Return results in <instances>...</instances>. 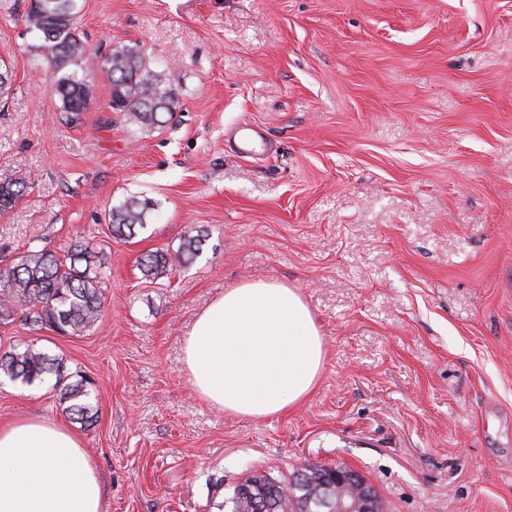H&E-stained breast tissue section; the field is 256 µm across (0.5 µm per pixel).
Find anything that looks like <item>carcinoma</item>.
Instances as JSON below:
<instances>
[{
    "label": "carcinoma",
    "instance_id": "1",
    "mask_svg": "<svg viewBox=\"0 0 512 512\" xmlns=\"http://www.w3.org/2000/svg\"><path fill=\"white\" fill-rule=\"evenodd\" d=\"M77 0H31L25 13L26 26L40 33L33 54L52 67L53 87L62 102L65 124H79L95 84L88 72L100 70L111 80L109 108L128 127L150 133L172 119L175 100L163 86L162 76L152 69L151 57L141 46H120L102 56L82 40ZM25 187L20 179L0 181V216L7 214ZM148 208L130 200L109 212L108 228L116 237L144 226ZM201 245L198 235L188 236L171 254L157 250L141 261V272L158 280L184 266ZM103 254L89 245L71 244L63 257L42 249H28L11 263L0 266V317L16 314L30 332L51 329L64 336H84L96 325L101 312ZM0 375L31 386L56 377L59 401L64 411L85 428L96 425L98 408L91 402L92 382L86 378L70 383L64 362L53 358L33 342H20L0 353ZM263 494L266 512H325L326 506L308 501L307 493L293 488V477L251 471L224 498L220 512H255L246 490Z\"/></svg>",
    "mask_w": 512,
    "mask_h": 512
}]
</instances>
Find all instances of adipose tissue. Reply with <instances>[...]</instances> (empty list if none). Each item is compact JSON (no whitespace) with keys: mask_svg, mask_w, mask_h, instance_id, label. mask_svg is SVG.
I'll return each instance as SVG.
<instances>
[{"mask_svg":"<svg viewBox=\"0 0 512 512\" xmlns=\"http://www.w3.org/2000/svg\"><path fill=\"white\" fill-rule=\"evenodd\" d=\"M326 348L299 288H225L183 339L181 368L211 408L248 420L288 413L316 390ZM0 512H104L98 473L67 425L25 416L0 426Z\"/></svg>","mask_w":512,"mask_h":512,"instance_id":"obj_1","label":"adipose tissue"}]
</instances>
